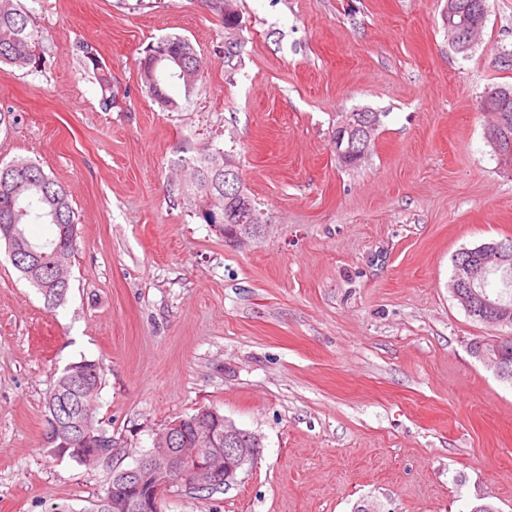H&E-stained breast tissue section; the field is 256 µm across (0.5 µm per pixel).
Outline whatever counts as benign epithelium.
I'll use <instances>...</instances> for the list:
<instances>
[{
  "mask_svg": "<svg viewBox=\"0 0 512 512\" xmlns=\"http://www.w3.org/2000/svg\"><path fill=\"white\" fill-rule=\"evenodd\" d=\"M367 131L366 124H357V118L347 113L341 115L333 137L336 157H341L345 148ZM210 168L214 174L224 175V185L233 189L235 197H243L239 187L240 176L230 155H224V163L214 162ZM225 220L230 225L217 224L215 228L224 235L225 241L238 248L250 244L268 227L267 222L261 220L245 200L236 213L226 216ZM14 228L13 224L0 226L7 241L9 256L23 262L24 272L33 283L38 284L43 255L15 234ZM511 270L512 246L502 242L483 243L472 248V260L460 267L457 272L458 283L451 284L450 288H460L454 296L466 310L480 313L482 319L497 328H511L512 304L495 294L488 296L477 292V289L485 287L493 275ZM502 340L501 336H487L478 344V358L493 366L499 374L502 373L504 363ZM56 394L61 396L59 409L69 418L70 430L79 438L82 447H71V438L62 437L57 431L51 430L45 433V442L54 445L52 455L56 458L70 456L77 459L87 455L116 456L117 450L112 448V440L104 435L103 430L91 427L82 408L71 405L61 395V391H56ZM181 433V421L166 424L153 438L155 447L135 466L119 473L124 490L117 506L124 509L131 507L135 512H162V501L171 488L183 485L182 481L170 478V474L181 469L185 463H193L188 487L211 488L221 479L224 480V486L229 487L237 482L245 466L252 464L259 455L258 442L249 432L238 428L212 409L199 414L191 437L184 440Z\"/></svg>",
  "mask_w": 512,
  "mask_h": 512,
  "instance_id": "7a95c632",
  "label": "benign epithelium"
}]
</instances>
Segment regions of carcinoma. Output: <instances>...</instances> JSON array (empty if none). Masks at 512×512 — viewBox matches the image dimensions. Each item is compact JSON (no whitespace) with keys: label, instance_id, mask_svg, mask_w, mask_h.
<instances>
[{"label":"carcinoma","instance_id":"cac0c4a2","mask_svg":"<svg viewBox=\"0 0 512 512\" xmlns=\"http://www.w3.org/2000/svg\"><path fill=\"white\" fill-rule=\"evenodd\" d=\"M467 0H448V7L455 10V21H464L471 26L485 27L487 15H481L465 7ZM43 37L36 30L29 12L21 8L19 0H0V63H6L18 69L31 67L40 60ZM85 65L92 67L98 79L102 98L101 106L108 110L114 107L115 94L112 93L111 80L100 67L96 50L83 44L79 46ZM156 64V80H142L149 92L156 97L158 103L169 111L181 109V104L169 95L163 85L171 82L182 83L185 93H190L193 86L182 76L183 68H188L201 75L206 66L205 60L198 55L191 42L179 36L167 37L152 45L140 58L138 67ZM207 150L185 160L192 171V179L200 181V188L186 187L182 195L188 200L191 209L205 223H213L212 214H201V208L213 202V209L221 214L235 208L237 201L224 196V187L211 179L206 168ZM41 221L55 226L52 239L40 243L47 253L55 247H62L67 254L74 255L77 246L71 243L72 237L78 235V224L75 212L66 188L36 163L27 159H16L0 166V224L18 225L19 234L35 244L27 229V225ZM43 279L50 284L47 289H39L49 308H56L64 303L69 287L53 284L49 270H44ZM490 290L512 301V272L497 274L488 282ZM88 371V382L85 388L71 394L74 404L83 400L90 406L91 414H96L95 402L102 386V368L96 361L81 360ZM66 371H61L45 397L47 410L46 422L55 419L58 397L55 388H64L63 378Z\"/></svg>","mask_w":512,"mask_h":512}]
</instances>
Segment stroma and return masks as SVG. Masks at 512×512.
Wrapping results in <instances>:
<instances>
[{
  "label": "stroma",
  "mask_w": 512,
  "mask_h": 512,
  "mask_svg": "<svg viewBox=\"0 0 512 512\" xmlns=\"http://www.w3.org/2000/svg\"><path fill=\"white\" fill-rule=\"evenodd\" d=\"M41 66L0 64V162L62 183L78 217L66 301L49 309L0 243V512H88L113 466L50 455L44 399L102 363L96 417L134 465L155 432L217 410L261 448L207 500L165 512H512V384L472 352L489 330L448 286L462 249L512 238V166L480 102L512 86V0H487L468 54L448 0H21ZM168 36L206 67L179 111L137 62ZM92 45L116 104L78 51ZM382 115L357 167L341 114ZM230 152L270 222L225 243L177 189L181 161Z\"/></svg>",
  "instance_id": "35a3bbf8"
}]
</instances>
